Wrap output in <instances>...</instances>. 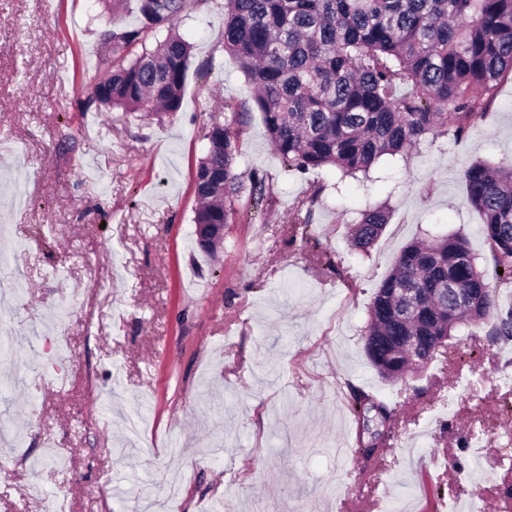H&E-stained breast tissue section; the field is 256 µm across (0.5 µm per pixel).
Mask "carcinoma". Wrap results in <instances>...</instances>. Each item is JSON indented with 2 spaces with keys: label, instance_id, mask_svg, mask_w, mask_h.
Instances as JSON below:
<instances>
[{
  "label": "carcinoma",
  "instance_id": "carcinoma-1",
  "mask_svg": "<svg viewBox=\"0 0 512 512\" xmlns=\"http://www.w3.org/2000/svg\"><path fill=\"white\" fill-rule=\"evenodd\" d=\"M134 2L145 18L113 43L108 77L90 86L93 99L133 112L151 105L178 112L191 46L175 25L210 0H112V22ZM224 50L254 86L274 151L289 172L326 165L342 177L368 173L378 160L443 132L458 140L484 121L499 83L512 76V0H224ZM108 86L111 95L97 96ZM224 138H208L196 171L224 170V191L198 193L194 223L230 224L244 189L235 172L245 104L224 103ZM466 198L481 217L499 282L512 283V167L475 161L463 172ZM250 200L270 198L265 180L250 176ZM322 192L313 187L289 212V223L307 224ZM388 224V212L371 208L350 230V248L366 254ZM397 288L423 296L404 312ZM457 288L473 302L447 303L442 289ZM489 325L493 343L512 341V306H500L497 287L477 269L460 234L413 241L401 251L368 307L364 350L385 379L416 374L447 347L453 333ZM349 407L360 424L373 417L388 434L393 411L376 396L354 392Z\"/></svg>",
  "mask_w": 512,
  "mask_h": 512
}]
</instances>
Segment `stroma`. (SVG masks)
Instances as JSON below:
<instances>
[{
    "instance_id": "1",
    "label": "stroma",
    "mask_w": 512,
    "mask_h": 512,
    "mask_svg": "<svg viewBox=\"0 0 512 512\" xmlns=\"http://www.w3.org/2000/svg\"><path fill=\"white\" fill-rule=\"evenodd\" d=\"M111 26L109 0H0V226L15 229L0 253L21 283L0 314L40 364L24 373L0 354V417L28 460L0 467V512H42L59 496L69 512H142L174 481L175 512H394L402 500L414 512H512V342L461 329L393 383L362 339L410 242L462 234L495 282L463 172L512 164V78L462 140L429 135L355 178L284 171L251 112L235 169L264 176L275 205L241 198L210 257L193 235V175L225 102L252 97L224 50V12L203 5L178 26L191 57L175 113L91 98ZM314 184L324 191L309 225L285 223ZM379 205L390 222L369 255L355 253L347 227ZM74 293L84 303L62 315ZM62 338L71 352L58 361ZM351 386L396 411L380 461L357 451ZM48 438L69 473L43 458Z\"/></svg>"
}]
</instances>
